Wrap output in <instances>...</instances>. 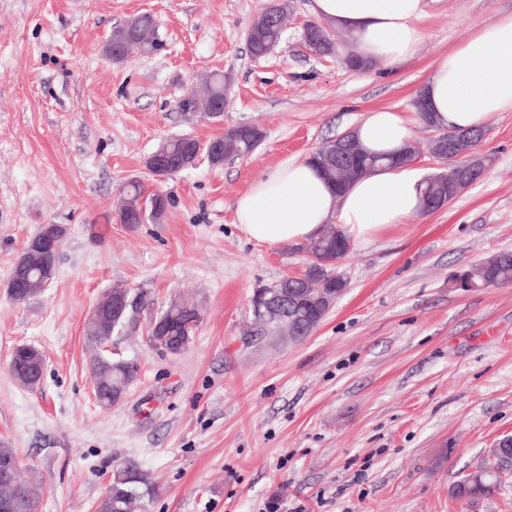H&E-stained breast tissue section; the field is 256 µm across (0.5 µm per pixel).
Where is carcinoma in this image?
Wrapping results in <instances>:
<instances>
[{
  "label": "carcinoma",
  "mask_w": 512,
  "mask_h": 512,
  "mask_svg": "<svg viewBox=\"0 0 512 512\" xmlns=\"http://www.w3.org/2000/svg\"><path fill=\"white\" fill-rule=\"evenodd\" d=\"M273 10H264L254 19L252 34L247 43L251 54L259 55L267 52L274 44L281 43L282 28L285 14L278 13L271 17ZM112 44L121 47V58L132 53L141 55H154L162 50L163 43L157 36V23L152 15L141 14L131 18L125 23L115 26L110 35ZM309 51L318 57H333L338 53V42L327 34L307 43ZM226 76L222 73H213L208 81L206 95L197 99L200 106H206L211 100L224 95ZM485 131L452 130L448 138L454 142L453 152L465 153L476 159L481 166H486L487 158L477 151L481 139L477 134ZM264 139V133L258 127L241 124L224 131V134L209 140V143L219 148L214 155L208 149H199L198 140L186 136L169 137L164 143V150L168 152L170 163L182 170L195 165L196 156L207 159L208 163L218 167L224 160L231 157H246L251 154ZM357 153L351 160L336 163V150L333 144L326 141L312 153V162L327 183L335 190L343 191L359 176L385 165L407 163L414 153L392 156L389 152L370 151L360 140H355ZM453 167L448 169L437 179L432 186L424 187L423 195L434 193L444 195L454 200L462 189H454ZM143 198V186L137 180L129 181L122 190V195L116 204L115 214L122 224H142L146 221L158 222L165 214L169 199L163 197V192H155L149 197L151 206L147 212H141L140 200ZM309 257V264L318 266L314 274H305V279L283 277L271 285H262L258 290L266 297L278 295L285 288H298L303 301L296 307L288 308L287 319L274 318L258 314L251 309L253 315L252 325L262 335H281L288 332L293 322H304L309 314L319 310V296L323 292H331L343 287L338 272L339 264L351 252V245L335 229H324L321 234L302 246ZM46 264V257L32 241L24 245L21 263L13 266L11 277L23 278V287L11 293V297L18 303H24L44 290L45 281L41 270ZM475 286L484 284L512 285V250L501 251L463 271L459 277V286L464 283ZM150 300L142 292L132 293L122 288H116L99 304L100 315L87 322V336L95 345H105L114 338L121 337L133 329L136 323V314ZM200 322V313L197 309L179 302L170 303L149 324L148 332L153 343L163 341L172 355L185 350L190 343L191 336ZM31 359L43 360L42 353L35 347L20 345L11 355L10 370L17 381L25 386H35L38 380L28 377L24 372L27 362ZM95 380L96 398L100 405L110 406L119 401L127 387L137 376V364L121 356L113 354H98L91 363ZM512 469L501 463L496 464L494 476L486 480V486L474 487L461 480L453 487L458 497H475L488 495L501 485L500 473ZM152 483L148 474L136 463L127 462L112 471L110 487L107 495L97 506L98 512H133L137 508L140 512H148V503L151 499ZM8 496L13 500L12 512H37V501L30 487L23 483L19 475H14L13 485L7 489L0 488V497Z\"/></svg>",
  "instance_id": "obj_1"
}]
</instances>
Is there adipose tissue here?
<instances>
[{"label": "adipose tissue", "mask_w": 512, "mask_h": 512, "mask_svg": "<svg viewBox=\"0 0 512 512\" xmlns=\"http://www.w3.org/2000/svg\"><path fill=\"white\" fill-rule=\"evenodd\" d=\"M426 0H313L322 22L350 32L353 52L395 66L413 56L423 37L417 22ZM437 120L458 129H487L512 112V13L475 28L470 37L437 63L423 85ZM373 151L401 149L413 139L400 112H368L356 129ZM423 176L411 164L360 177L335 194L305 160L274 168L236 202L240 229L259 243L297 245L335 223L351 244L381 238L421 207Z\"/></svg>", "instance_id": "1"}]
</instances>
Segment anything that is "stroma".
I'll list each match as a JSON object with an SVG mask.
<instances>
[{"instance_id":"1","label":"stroma","mask_w":512,"mask_h":512,"mask_svg":"<svg viewBox=\"0 0 512 512\" xmlns=\"http://www.w3.org/2000/svg\"><path fill=\"white\" fill-rule=\"evenodd\" d=\"M269 2L0 0V443L38 512H95L129 460L155 488L150 512H512V473L489 497L452 492L512 435V285L456 281L512 250V112L486 131L480 181L353 247L345 292L302 341L247 330L254 288L302 272L306 253L249 240L235 217L254 182L368 112L413 115L437 60L512 0H435L415 54L368 71L309 53L312 0H292L283 44L254 59L245 31ZM142 13L163 50L113 62V26ZM215 71L229 79L223 116L185 121L181 99ZM238 124L264 133L246 157L162 183L145 167L163 139ZM131 179L170 196L159 222L113 219ZM43 224L66 228L57 274L18 304L13 264ZM115 287L151 304L114 342L138 376L103 408L85 326ZM174 300L201 315L178 355L147 339ZM21 344L45 360L33 387L9 371Z\"/></svg>"}]
</instances>
